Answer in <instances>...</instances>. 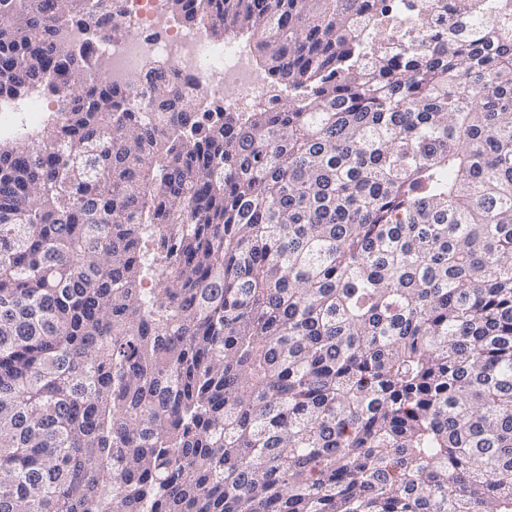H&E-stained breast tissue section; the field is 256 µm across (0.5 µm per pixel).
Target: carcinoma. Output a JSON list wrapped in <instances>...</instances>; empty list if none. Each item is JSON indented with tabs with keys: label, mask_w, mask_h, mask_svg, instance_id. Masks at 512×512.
<instances>
[{
	"label": "carcinoma",
	"mask_w": 512,
	"mask_h": 512,
	"mask_svg": "<svg viewBox=\"0 0 512 512\" xmlns=\"http://www.w3.org/2000/svg\"><path fill=\"white\" fill-rule=\"evenodd\" d=\"M169 2L288 94L0 0V512H512V0ZM164 0H124L128 14L138 22L127 32L101 42L102 55L108 62L105 78L117 84L142 70L147 57L154 59L185 81L195 93L203 91L219 107L236 108L251 102L253 106L268 104L275 92L249 65L238 49L224 42L244 47L256 64L257 49L248 35L227 33L223 40L207 38L196 29H184L181 20L166 19L163 35L147 31L162 17ZM258 66V65H257ZM259 67V66H258ZM40 96L45 102V110L43 111V104L40 101L27 102L24 107H19L13 102L2 101L0 104V135L1 134H15L21 127L27 126L30 122H36L34 126H27L24 129H31V132H41L48 125L49 116L53 113L51 108L47 105L55 100L49 94H39V92H32L23 96V101H28L32 98ZM24 112L23 114H19Z\"/></svg>",
	"instance_id": "obj_1"
}]
</instances>
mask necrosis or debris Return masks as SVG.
<instances>
[{
	"label": "necrosis or debris",
	"instance_id": "4bbe7bcc",
	"mask_svg": "<svg viewBox=\"0 0 512 512\" xmlns=\"http://www.w3.org/2000/svg\"><path fill=\"white\" fill-rule=\"evenodd\" d=\"M163 2L123 0L137 23L124 34L101 42V52L108 62L107 80L125 83L150 57L182 78L187 88L208 94L220 107L270 103L271 87L235 46L211 44L201 32L182 27L176 19L167 20L164 34L150 35V28L162 15Z\"/></svg>",
	"mask_w": 512,
	"mask_h": 512
}]
</instances>
